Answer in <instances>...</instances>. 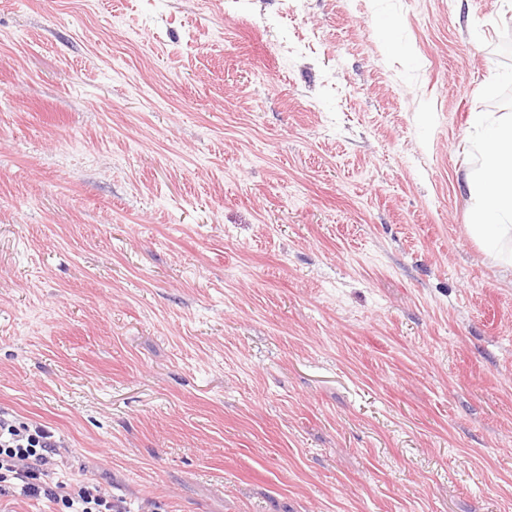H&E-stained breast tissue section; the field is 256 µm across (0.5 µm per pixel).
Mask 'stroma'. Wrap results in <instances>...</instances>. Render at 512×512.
<instances>
[{"mask_svg": "<svg viewBox=\"0 0 512 512\" xmlns=\"http://www.w3.org/2000/svg\"><path fill=\"white\" fill-rule=\"evenodd\" d=\"M477 112L512 0H0V410L123 512H512Z\"/></svg>", "mask_w": 512, "mask_h": 512, "instance_id": "1", "label": "stroma"}]
</instances>
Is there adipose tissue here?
<instances>
[{
	"label": "adipose tissue",
	"mask_w": 512,
	"mask_h": 512,
	"mask_svg": "<svg viewBox=\"0 0 512 512\" xmlns=\"http://www.w3.org/2000/svg\"><path fill=\"white\" fill-rule=\"evenodd\" d=\"M481 127L477 166L465 175L469 232L485 250L512 268V114Z\"/></svg>",
	"instance_id": "obj_1"
}]
</instances>
